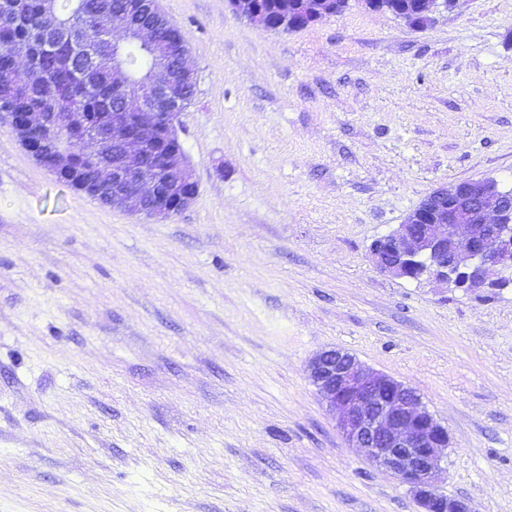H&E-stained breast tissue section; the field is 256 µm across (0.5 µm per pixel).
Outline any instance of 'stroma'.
I'll list each match as a JSON object with an SVG mask.
<instances>
[{
  "mask_svg": "<svg viewBox=\"0 0 512 512\" xmlns=\"http://www.w3.org/2000/svg\"><path fill=\"white\" fill-rule=\"evenodd\" d=\"M197 78L164 221L58 181L0 117V512H420L306 376L339 348L448 430L440 491L512 512V287L370 257L440 185L512 188V0L275 32L160 0Z\"/></svg>",
  "mask_w": 512,
  "mask_h": 512,
  "instance_id": "35a3bbf8",
  "label": "stroma"
}]
</instances>
